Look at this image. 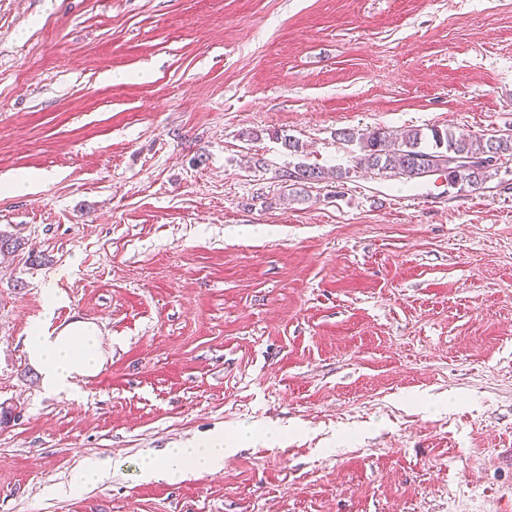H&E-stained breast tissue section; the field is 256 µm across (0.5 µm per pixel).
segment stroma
<instances>
[{
  "label": "stroma",
  "instance_id": "1",
  "mask_svg": "<svg viewBox=\"0 0 512 512\" xmlns=\"http://www.w3.org/2000/svg\"><path fill=\"white\" fill-rule=\"evenodd\" d=\"M376 127L512 132V0H0V512H512V157L407 183ZM77 320L106 361L47 395ZM349 170L325 169L319 166L300 165L295 167L294 173L287 175L288 178H294L297 182L305 184L335 183L347 179ZM26 351L50 395L72 394L79 379L95 376L105 363L100 331L90 322L77 321L57 332L35 325L26 339ZM238 434L222 436L202 448H170L163 460L147 456L141 463V476L145 480L164 478L170 482L180 480L186 469L196 474H211L224 467V458L231 455ZM112 475V461L88 460L75 475V485H95Z\"/></svg>",
  "mask_w": 512,
  "mask_h": 512
}]
</instances>
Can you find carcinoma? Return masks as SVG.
<instances>
[{"mask_svg": "<svg viewBox=\"0 0 512 512\" xmlns=\"http://www.w3.org/2000/svg\"><path fill=\"white\" fill-rule=\"evenodd\" d=\"M341 135L358 140L363 157L361 163L379 173L414 181L439 172L450 186L474 187L482 183L498 161L512 156V135L477 138L451 129L432 127L428 131L408 129L395 133L377 127ZM342 169L300 165L288 177L303 184L335 183L348 178ZM25 249V242L0 235V256L10 257Z\"/></svg>", "mask_w": 512, "mask_h": 512, "instance_id": "cac0c4a2", "label": "carcinoma"}]
</instances>
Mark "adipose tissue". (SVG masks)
I'll return each mask as SVG.
<instances>
[{
  "label": "adipose tissue",
  "instance_id": "ef3b65f1",
  "mask_svg": "<svg viewBox=\"0 0 512 512\" xmlns=\"http://www.w3.org/2000/svg\"><path fill=\"white\" fill-rule=\"evenodd\" d=\"M30 363L37 369L47 394H72L79 379L98 374L105 358L100 331L90 322L77 321L58 331L33 326L26 339ZM235 437L222 436L200 448H172L164 459L146 457L141 463L144 479L164 478L175 482L185 471L211 474L224 466L231 455Z\"/></svg>",
  "mask_w": 512,
  "mask_h": 512
}]
</instances>
